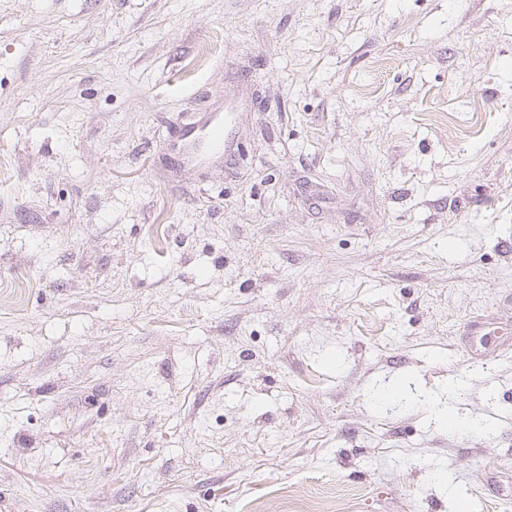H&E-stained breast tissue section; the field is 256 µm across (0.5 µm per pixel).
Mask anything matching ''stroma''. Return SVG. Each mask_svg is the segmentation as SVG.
<instances>
[{
	"label": "stroma",
	"instance_id": "stroma-1",
	"mask_svg": "<svg viewBox=\"0 0 512 512\" xmlns=\"http://www.w3.org/2000/svg\"><path fill=\"white\" fill-rule=\"evenodd\" d=\"M284 488L512 512V0H0V512ZM241 100L224 105V112H211L200 119L197 126L181 131L179 158L183 164L197 166L215 157L226 160L235 155L233 120Z\"/></svg>",
	"mask_w": 512,
	"mask_h": 512
}]
</instances>
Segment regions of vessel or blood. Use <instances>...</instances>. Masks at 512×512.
<instances>
[{
  "instance_id": "b4317fda",
  "label": "vessel or blood",
  "mask_w": 512,
  "mask_h": 512,
  "mask_svg": "<svg viewBox=\"0 0 512 512\" xmlns=\"http://www.w3.org/2000/svg\"><path fill=\"white\" fill-rule=\"evenodd\" d=\"M238 108V103L226 104L223 111L203 116L199 125L184 128L180 134L181 162L197 166L216 157L232 158L235 154L233 120Z\"/></svg>"
}]
</instances>
